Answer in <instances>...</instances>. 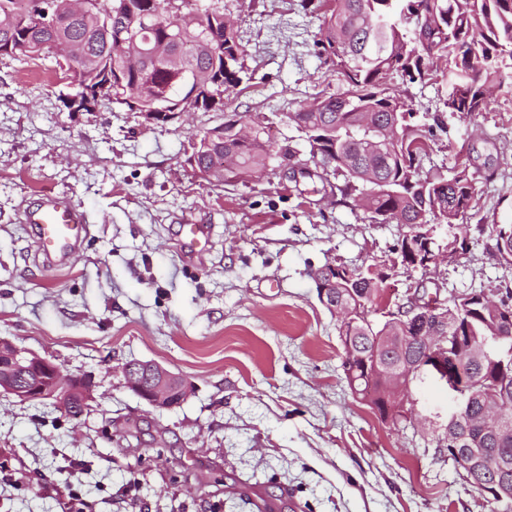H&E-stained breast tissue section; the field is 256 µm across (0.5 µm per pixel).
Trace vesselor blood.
<instances>
[{
	"mask_svg": "<svg viewBox=\"0 0 512 512\" xmlns=\"http://www.w3.org/2000/svg\"><path fill=\"white\" fill-rule=\"evenodd\" d=\"M25 223L35 230L43 258L62 266L78 256L80 243L88 231L85 213L70 202L45 195L42 201L26 211ZM184 249L187 257L203 249L207 243L209 227L205 224L182 225Z\"/></svg>",
	"mask_w": 512,
	"mask_h": 512,
	"instance_id": "b4317fda",
	"label": "vessel or blood"
}]
</instances>
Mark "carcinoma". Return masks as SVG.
I'll list each match as a JSON object with an SVG mask.
<instances>
[{
	"instance_id": "carcinoma-1",
	"label": "carcinoma",
	"mask_w": 512,
	"mask_h": 512,
	"mask_svg": "<svg viewBox=\"0 0 512 512\" xmlns=\"http://www.w3.org/2000/svg\"><path fill=\"white\" fill-rule=\"evenodd\" d=\"M47 0H0V55L26 41L50 52L57 44L75 43L82 51V69L73 79L78 93L95 92L112 81V93L92 97L122 104L132 97L139 112L208 111V102L224 99V92L241 82L243 48L238 29L211 18L224 14L216 4L199 0H87L76 15L55 23L40 6ZM323 16L312 41L313 54L327 66V86L317 92L288 121L304 135L305 158L290 147L276 150L266 138L270 119L252 114L250 137L238 136L239 120L228 119L212 129L207 144L193 155L199 173L224 172V183L246 181L265 172L274 160L296 176L329 184L340 195L338 204L353 203L379 224L394 223L413 233L420 225L446 224L452 228L469 219L477 191L470 163L459 160L449 176L423 174L431 151L427 136L414 123V111L397 83L432 81L438 75L453 78L445 105L471 115L486 109L489 89L503 70L512 69V0H320ZM193 14L197 23H178V13ZM135 32L142 52L135 62L123 54V42ZM168 55L185 59L188 71L171 65ZM198 91L197 98L188 97ZM498 256L512 262V224H492ZM402 264L391 257L366 267L336 264L331 302L343 314L338 335L345 337L343 353L354 358L344 368L351 392L368 401L379 420L393 429H405L412 419L398 413L388 421L389 404L408 402L413 393L433 384L421 369L427 347L415 340L410 326L404 343L385 344L393 336L392 319H367L370 309L382 305L379 285L397 275ZM445 329L448 345L456 349V376L467 389L457 410L456 434L463 437L460 454L482 449L481 461L467 471V482L486 499L512 512V289L504 288L499 304L486 302L483 292L448 296ZM405 363L413 371L398 384L376 376L374 365ZM497 396L507 424L483 417V396Z\"/></svg>"
}]
</instances>
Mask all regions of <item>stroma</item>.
I'll return each instance as SVG.
<instances>
[{"label": "stroma", "mask_w": 512, "mask_h": 512, "mask_svg": "<svg viewBox=\"0 0 512 512\" xmlns=\"http://www.w3.org/2000/svg\"><path fill=\"white\" fill-rule=\"evenodd\" d=\"M301 0H224L244 50L242 83L224 110L165 126L103 101L66 105L75 89L54 54L0 58V337L94 376L81 419L44 400L0 395V512H490L428 425L394 430L344 379L337 321L311 269L386 260L400 227L336 204L320 183L283 171L210 184L191 138L225 113L284 121L324 87L303 41L319 24ZM451 78L409 85L430 131L425 170L470 157L478 204L457 261L399 273L384 297L493 293L512 282L484 227L512 221V70L486 111L450 116ZM90 217L81 254L51 269L22 222L42 194ZM212 225L211 244L181 258L178 226ZM153 360L193 385L157 410L123 385V366Z\"/></svg>", "instance_id": "35a3bbf8"}]
</instances>
